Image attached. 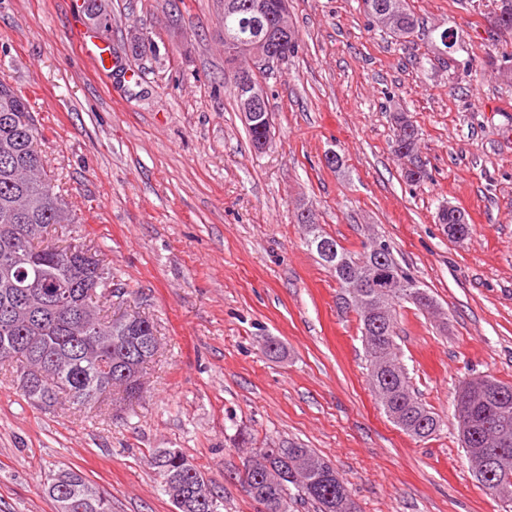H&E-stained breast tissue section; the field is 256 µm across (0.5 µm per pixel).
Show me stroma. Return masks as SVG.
I'll list each match as a JSON object with an SVG mask.
<instances>
[{"label":"stroma","instance_id":"35a3bbf8","mask_svg":"<svg viewBox=\"0 0 512 512\" xmlns=\"http://www.w3.org/2000/svg\"><path fill=\"white\" fill-rule=\"evenodd\" d=\"M82 3L0 0V80L27 97L77 218L50 241L98 250L108 315L148 316L160 350L119 410L41 409L0 368V512H55L45 484L61 467L112 512H174L158 448L197 464L224 512H260L239 481L248 451L291 442L331 461L358 512H512L473 479L453 417L464 380L512 384V34L494 27L496 0H407L421 22L408 38L362 0H288L300 47L260 76L261 153L229 91L222 0H106L112 24L94 36L110 70L86 52ZM448 27L462 41L445 53L433 39ZM400 113L419 129L417 185L391 149ZM446 205L467 214L465 240L438 224ZM302 206L348 250L388 240L436 300L395 311L399 359L443 422L432 439L379 409L358 316L307 247Z\"/></svg>","mask_w":512,"mask_h":512}]
</instances>
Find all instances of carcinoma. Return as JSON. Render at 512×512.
<instances>
[{
  "mask_svg": "<svg viewBox=\"0 0 512 512\" xmlns=\"http://www.w3.org/2000/svg\"><path fill=\"white\" fill-rule=\"evenodd\" d=\"M239 12L224 15V46L249 42L252 33L245 17L262 12L266 0H237ZM374 24L397 37H409L417 26L405 0H364ZM393 151L402 159L418 152V138L407 132L413 123L395 116ZM42 133L28 99L0 82V365L20 366L18 388L29 403L52 408L65 399L82 409H92L107 393L127 399L143 392V370L157 354L158 338L152 321L138 313L110 319L97 301L106 288L94 287L111 273L103 260L82 245L56 246L45 239L48 228L73 224L75 217L43 173L37 150ZM438 222L447 227L448 239L467 238L471 224L459 209L442 208ZM386 262L403 280L397 290L381 292L355 288L377 256L369 243L357 253L336 245L334 258L321 257L336 277L344 303L359 317L369 383L384 415L418 440L436 434L442 425L411 388L408 373L397 356L396 331L385 325L368 326V312L410 301L419 310L434 311L429 292L396 261ZM500 396L477 402L472 409L474 433L461 436L464 453L484 448L504 456L503 466L479 482L490 495L512 503V385L492 380ZM496 417V425L480 429L482 415ZM151 466L161 479L163 493L174 512H221L223 496L203 471L182 451L159 448ZM241 483L262 512H282L291 503V490L313 502L317 512H357L346 483L329 460L310 448H290L274 456L258 448L245 463ZM46 492L55 512H112L108 495L83 474L60 469L47 483Z\"/></svg>",
  "mask_w": 512,
  "mask_h": 512,
  "instance_id": "cac0c4a2",
  "label": "carcinoma"
}]
</instances>
